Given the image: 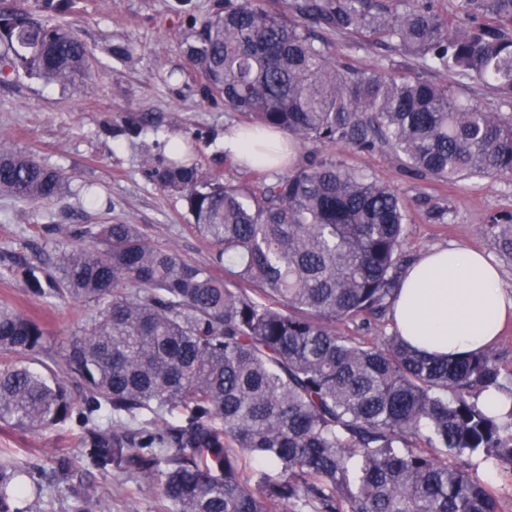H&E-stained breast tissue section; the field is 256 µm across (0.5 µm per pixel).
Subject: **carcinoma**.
Listing matches in <instances>:
<instances>
[{"mask_svg":"<svg viewBox=\"0 0 512 512\" xmlns=\"http://www.w3.org/2000/svg\"><path fill=\"white\" fill-rule=\"evenodd\" d=\"M69 0L34 14L0 0V82L19 70L65 86L91 77V52L65 24ZM217 0L191 17L177 45L247 128L298 143L384 151L438 184L512 173V113L464 96L490 88L512 108V0ZM383 46L402 63L342 67L332 37ZM453 82H436L432 75ZM150 124L127 113L116 136ZM150 170L183 197L210 263L150 245L136 224H78L77 243L31 292L69 297L94 314L61 360L39 359L46 331L0 303V422L25 431L85 421L81 457L102 469L159 478L175 512H499L494 490L448 464L477 457L512 473V406L490 414L480 396L512 399V367L494 350L435 359L393 332L376 342L338 325L383 316L406 270L405 204L396 190L333 155L251 183L206 175L182 157ZM69 182L32 154L0 146V193L57 199ZM512 259V217L491 225ZM76 381L74 395L62 375ZM153 415L152 427L137 414ZM272 469L248 473L246 459ZM56 460L53 476L81 470ZM69 489L78 512L103 509ZM34 473L0 462V512L37 503Z\"/></svg>","mask_w":512,"mask_h":512,"instance_id":"carcinoma-1","label":"carcinoma"}]
</instances>
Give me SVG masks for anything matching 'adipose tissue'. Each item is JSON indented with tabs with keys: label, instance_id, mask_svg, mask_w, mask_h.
I'll use <instances>...</instances> for the list:
<instances>
[{
	"label": "adipose tissue",
	"instance_id": "adipose-tissue-1",
	"mask_svg": "<svg viewBox=\"0 0 512 512\" xmlns=\"http://www.w3.org/2000/svg\"><path fill=\"white\" fill-rule=\"evenodd\" d=\"M512 321V292L483 253L464 245L421 254L402 279L393 325L413 348L430 356H461L493 347Z\"/></svg>",
	"mask_w": 512,
	"mask_h": 512
}]
</instances>
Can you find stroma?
<instances>
[{"label":"stroma","mask_w":512,"mask_h":512,"mask_svg":"<svg viewBox=\"0 0 512 512\" xmlns=\"http://www.w3.org/2000/svg\"><path fill=\"white\" fill-rule=\"evenodd\" d=\"M179 0H75L59 17L93 55L92 79L75 89L40 77L19 75L0 82V140L32 154L48 168L69 175L61 197L30 202L0 194V302L38 319L47 334L49 356L60 357L79 335L90 312L33 295L24 272L32 265L50 269L74 242L76 224H136L153 246L176 251L198 264L209 263L211 247L188 229L182 198L158 188L147 168L164 160L168 139L199 136L191 159L203 172L225 180L250 179L251 172L225 155V132L242 122L222 99L199 92L201 76L177 49L185 29ZM136 52L121 61L116 46ZM127 113L150 117L155 130L137 137H115L111 125ZM333 154L357 171L392 186L408 207L403 251L407 259L435 247L467 243L498 263L505 288L512 290V261L502 258L488 230L493 218L512 215V175L477 178L440 186L417 179L394 158L341 146ZM447 209L445 223L432 217ZM79 420L64 427L27 432L0 422V461L51 475L56 458L81 454ZM456 466L491 486L499 512H512V473L477 458ZM90 479L106 512H174L157 484L118 470L90 469Z\"/></svg>","instance_id":"obj_1"}]
</instances>
